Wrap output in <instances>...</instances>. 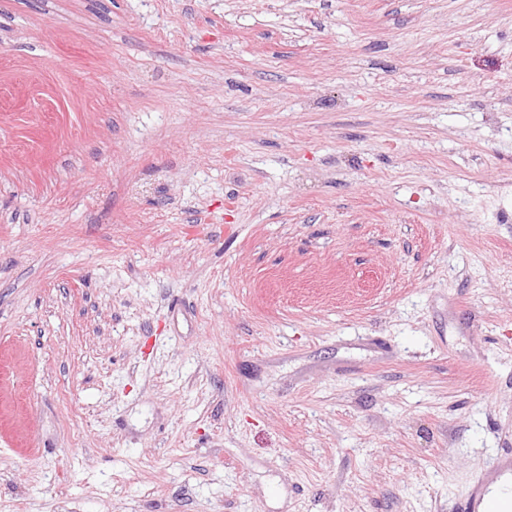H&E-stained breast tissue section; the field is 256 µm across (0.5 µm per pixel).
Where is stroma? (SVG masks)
<instances>
[{"label": "stroma", "mask_w": 512, "mask_h": 512, "mask_svg": "<svg viewBox=\"0 0 512 512\" xmlns=\"http://www.w3.org/2000/svg\"><path fill=\"white\" fill-rule=\"evenodd\" d=\"M0 512H452L512 448V0H0Z\"/></svg>", "instance_id": "1"}]
</instances>
